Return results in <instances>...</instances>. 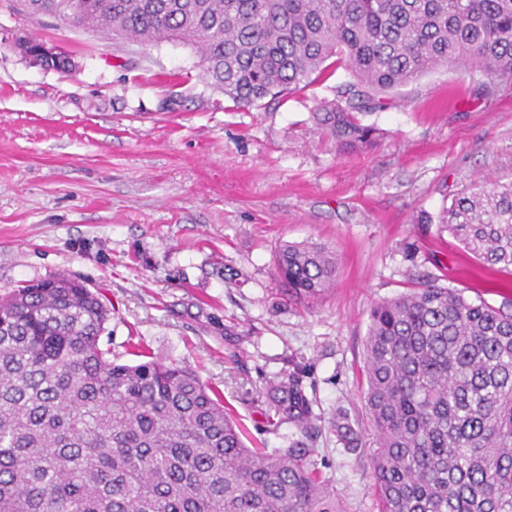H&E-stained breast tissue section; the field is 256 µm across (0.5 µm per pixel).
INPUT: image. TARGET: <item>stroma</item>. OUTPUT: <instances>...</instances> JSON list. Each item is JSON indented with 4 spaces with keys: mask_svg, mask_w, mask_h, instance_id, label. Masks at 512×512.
<instances>
[{
    "mask_svg": "<svg viewBox=\"0 0 512 512\" xmlns=\"http://www.w3.org/2000/svg\"><path fill=\"white\" fill-rule=\"evenodd\" d=\"M18 37L58 48L72 70L25 57ZM347 78L339 63L284 101L237 108L192 47L117 46L0 0V297L59 274L85 281L111 311L101 347L123 363L134 342L183 362L222 391L251 447L295 436L267 433L265 419L266 383L289 363L316 414L361 409L369 313L430 258L467 297L502 301L507 276L418 217L512 181V82L484 97L475 75L437 68L365 116L376 147L342 154L311 112ZM306 240L335 251L339 275L328 296L296 305L274 256ZM317 446L345 512H375L369 450L346 452L327 431Z\"/></svg>",
    "mask_w": 512,
    "mask_h": 512,
    "instance_id": "stroma-1",
    "label": "stroma"
}]
</instances>
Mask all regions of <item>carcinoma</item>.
I'll return each mask as SVG.
<instances>
[{
	"label": "carcinoma",
	"mask_w": 512,
	"mask_h": 512,
	"mask_svg": "<svg viewBox=\"0 0 512 512\" xmlns=\"http://www.w3.org/2000/svg\"><path fill=\"white\" fill-rule=\"evenodd\" d=\"M116 42L197 49L224 99L250 107L328 79L317 133L342 153L375 146L362 116L438 67L512 81V0H12ZM480 266L512 276V182L455 198L433 219ZM336 254L283 243L275 272L309 303L336 284ZM110 309L57 275L0 299V512H342L317 468L316 400L294 365L269 382L267 432L251 448L196 371L150 357L123 364L99 339ZM378 512H512V297L470 300L425 273L376 304L364 342ZM328 424L349 453L366 442L346 410Z\"/></svg>",
	"instance_id": "obj_1"
}]
</instances>
